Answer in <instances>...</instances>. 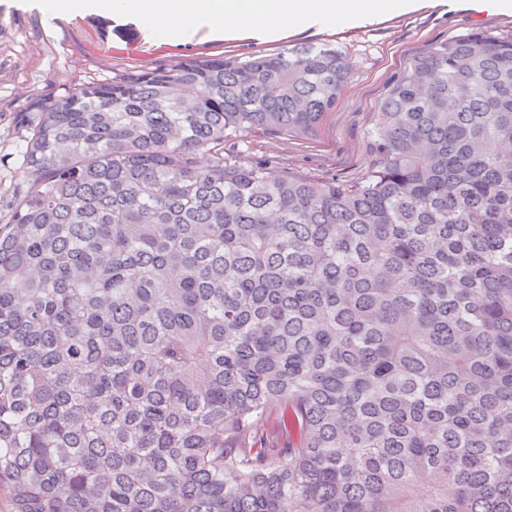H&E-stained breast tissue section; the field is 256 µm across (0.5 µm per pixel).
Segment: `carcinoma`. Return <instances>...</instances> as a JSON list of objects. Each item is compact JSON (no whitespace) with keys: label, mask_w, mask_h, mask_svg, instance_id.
I'll use <instances>...</instances> for the list:
<instances>
[{"label":"carcinoma","mask_w":512,"mask_h":512,"mask_svg":"<svg viewBox=\"0 0 512 512\" xmlns=\"http://www.w3.org/2000/svg\"><path fill=\"white\" fill-rule=\"evenodd\" d=\"M349 74L303 44L20 114L11 512H512V39L414 59L358 182L224 153L313 135Z\"/></svg>","instance_id":"obj_1"}]
</instances>
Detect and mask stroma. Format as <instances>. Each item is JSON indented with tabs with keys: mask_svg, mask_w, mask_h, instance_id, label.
Masks as SVG:
<instances>
[{
	"mask_svg": "<svg viewBox=\"0 0 512 512\" xmlns=\"http://www.w3.org/2000/svg\"><path fill=\"white\" fill-rule=\"evenodd\" d=\"M479 32L511 37L512 15L480 0H416L404 14L332 30L315 25L285 38L237 40L214 39L201 29L176 44L159 46L130 22L95 13L47 19L37 9H17L0 0V225L10 223L24 179L25 131L16 117L34 100L53 104L83 84L189 58H243L305 43L327 44L346 55L350 77L316 135L232 140L224 150L242 164L263 161L284 175L353 183L368 169L376 105L389 84L436 43Z\"/></svg>",
	"mask_w": 512,
	"mask_h": 512,
	"instance_id": "1",
	"label": "stroma"
}]
</instances>
